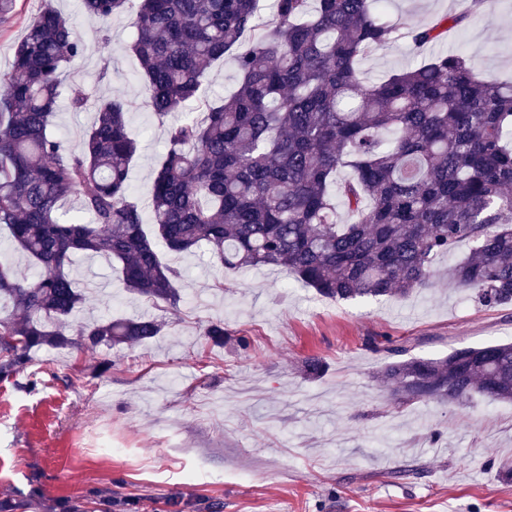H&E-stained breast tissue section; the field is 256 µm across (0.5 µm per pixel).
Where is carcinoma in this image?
I'll return each mask as SVG.
<instances>
[{"label": "carcinoma", "instance_id": "obj_1", "mask_svg": "<svg viewBox=\"0 0 512 512\" xmlns=\"http://www.w3.org/2000/svg\"><path fill=\"white\" fill-rule=\"evenodd\" d=\"M131 0H82L109 21ZM260 0H138L135 36L144 102L166 132L148 187L153 227L128 174L138 151L122 95L97 100L71 148L55 131L57 102L83 109L89 93L69 78L85 44L71 19L43 6L0 71V229L40 269L17 278L0 262V381L33 350L142 343L154 317L59 323L83 295L66 271L75 252L119 266L123 288L178 307L179 271L160 247L205 246L230 270L279 267L325 298L410 295L435 283L437 259L462 241L469 255L448 280L480 305L512 302V82L483 79L465 56L441 53L376 83L358 62L401 38L439 43L467 16L399 26L379 0H273L258 31ZM232 56L235 92L191 111L213 65ZM349 167L353 177L336 174ZM74 196L80 215L64 218ZM350 219L338 220L336 199ZM379 371L399 404H462L479 395L512 403V343L406 357L395 345ZM63 512H112V495L63 500Z\"/></svg>", "mask_w": 512, "mask_h": 512}]
</instances>
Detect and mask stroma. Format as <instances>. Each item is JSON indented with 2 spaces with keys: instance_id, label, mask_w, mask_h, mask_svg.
<instances>
[{
  "instance_id": "35a3bbf8",
  "label": "stroma",
  "mask_w": 512,
  "mask_h": 512,
  "mask_svg": "<svg viewBox=\"0 0 512 512\" xmlns=\"http://www.w3.org/2000/svg\"><path fill=\"white\" fill-rule=\"evenodd\" d=\"M389 0L397 24L469 13L465 29L417 52L401 40L359 63L374 82L440 52L470 58L487 79L512 80V0ZM86 52L70 67L92 97L141 98L134 12L110 25L80 0H54ZM41 7L19 0L0 24V69ZM109 45H102V33ZM128 122L139 140L129 180L140 202L164 149L165 132L143 106ZM460 243L440 258L437 283L411 296L335 301L285 271L222 268L207 250L165 253L182 273L183 300L163 311L125 292L110 262L82 254L71 273L90 295L65 326L110 314L164 323L147 342L95 349L41 348L29 366L0 382V498L59 500L111 490L130 512H512V404L473 398L446 407L400 406L377 373L387 341L413 357L512 342V304L486 308L449 286L447 271L469 254ZM223 322L230 339L208 343ZM246 345H239L238 337ZM327 364L305 377V357ZM109 360L112 368L93 375Z\"/></svg>"
}]
</instances>
